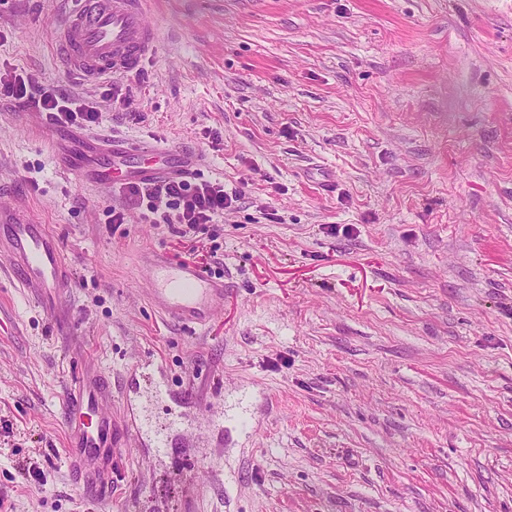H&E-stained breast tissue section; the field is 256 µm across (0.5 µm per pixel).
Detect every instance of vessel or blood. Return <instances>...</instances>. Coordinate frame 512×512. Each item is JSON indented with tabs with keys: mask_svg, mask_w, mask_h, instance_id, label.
<instances>
[{
	"mask_svg": "<svg viewBox=\"0 0 512 512\" xmlns=\"http://www.w3.org/2000/svg\"><path fill=\"white\" fill-rule=\"evenodd\" d=\"M144 0H74L75 7L59 24V37L69 67L83 80L122 74L141 67L155 47V33L143 10ZM189 165L172 149L144 142L116 140L112 161L95 183L150 182L187 173ZM21 288L36 296L47 311H57L71 266L59 239L46 225L24 213L0 210V258ZM150 288L147 301L158 313L193 331L210 323L224 304L223 279L203 272L189 261H174L150 252L141 268ZM123 414L112 412V386L97 370L88 369L72 381L65 408L67 448L75 468H90L96 480L112 482V460L138 440L140 447L162 455L174 441L187 439L184 407L191 390L173 391L164 381L144 382L138 366L124 376ZM158 398L175 405L158 424L143 410Z\"/></svg>",
	"mask_w": 512,
	"mask_h": 512,
	"instance_id": "vessel-or-blood-1",
	"label": "vessel or blood"
}]
</instances>
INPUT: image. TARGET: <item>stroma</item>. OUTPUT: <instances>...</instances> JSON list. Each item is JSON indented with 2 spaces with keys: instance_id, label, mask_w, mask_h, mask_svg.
<instances>
[{
  "instance_id": "1",
  "label": "stroma",
  "mask_w": 512,
  "mask_h": 512,
  "mask_svg": "<svg viewBox=\"0 0 512 512\" xmlns=\"http://www.w3.org/2000/svg\"><path fill=\"white\" fill-rule=\"evenodd\" d=\"M67 9L0 0V65L99 111L0 99V207L73 274L50 314L0 271V512H512V0H148L156 49L108 82L64 61ZM77 136L197 155L243 196L177 237L62 170ZM151 250L223 275L205 329L148 305ZM135 362L192 389L195 439L223 407L226 443H133L115 488L80 482L66 388L93 365L120 407Z\"/></svg>"
}]
</instances>
